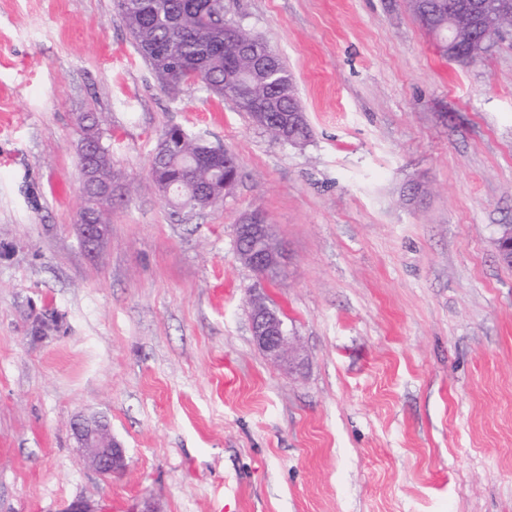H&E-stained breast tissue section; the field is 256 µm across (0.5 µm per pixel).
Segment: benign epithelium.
Masks as SVG:
<instances>
[{
    "mask_svg": "<svg viewBox=\"0 0 512 512\" xmlns=\"http://www.w3.org/2000/svg\"><path fill=\"white\" fill-rule=\"evenodd\" d=\"M441 49L450 57L459 56L465 45L453 32L440 33ZM100 142L81 140L78 156L83 158L82 193L87 206L78 228L80 242L88 250L98 248L106 239L107 228L92 220V212L105 202L112 201V184L98 179L92 166V156L99 152ZM235 180L223 177L214 181V188L205 192L209 203L224 196ZM237 253L241 262L263 278L280 277L287 264L283 245L275 238L272 225L263 223L256 216H247L235 228ZM498 258L503 264H512V232L507 230L497 239ZM251 331L258 347L266 357L277 365L292 366L297 358V349L280 312L261 299L251 303ZM73 431L80 447L84 448L92 467L99 473L110 476L123 471L126 456L120 443L112 437L109 422L101 416H80L73 423Z\"/></svg>",
    "mask_w": 512,
    "mask_h": 512,
    "instance_id": "1",
    "label": "benign epithelium"
}]
</instances>
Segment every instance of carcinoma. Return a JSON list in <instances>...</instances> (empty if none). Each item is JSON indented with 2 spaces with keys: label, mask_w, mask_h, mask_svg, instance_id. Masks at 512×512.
<instances>
[{
  "label": "carcinoma",
  "mask_w": 512,
  "mask_h": 512,
  "mask_svg": "<svg viewBox=\"0 0 512 512\" xmlns=\"http://www.w3.org/2000/svg\"><path fill=\"white\" fill-rule=\"evenodd\" d=\"M478 2L484 5L482 43L470 46L469 54L458 58L461 63L481 60L512 30V16L499 13L500 0ZM118 7L139 52L163 85L178 88L177 73L187 65L202 75L207 89L251 118L259 98L272 99L273 115L288 111V103L297 99L293 75L277 56L271 58L273 77L258 69V61L246 47L264 43L250 31L237 27L236 39L227 43L213 37L214 24L224 15V0H118ZM206 149L204 141L183 134L172 143L170 155L162 158L157 153L152 159L151 180L157 186L171 184L175 207L192 209L200 204L201 187L217 176L212 168L195 163ZM95 164L101 181L112 180L108 149L100 148Z\"/></svg>",
  "instance_id": "1"
}]
</instances>
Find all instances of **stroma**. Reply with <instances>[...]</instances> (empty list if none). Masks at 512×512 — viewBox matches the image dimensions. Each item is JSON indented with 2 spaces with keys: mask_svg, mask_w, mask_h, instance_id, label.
<instances>
[{
  "mask_svg": "<svg viewBox=\"0 0 512 512\" xmlns=\"http://www.w3.org/2000/svg\"><path fill=\"white\" fill-rule=\"evenodd\" d=\"M224 20L293 73L307 142L163 88L117 0H0V512H512V34L465 66L408 0H224ZM81 113L112 162L93 253ZM173 126L239 163L179 216L149 174ZM248 214L286 248L274 284L238 258ZM257 287L295 370L254 341ZM92 414L122 473L78 448ZM80 448H84L92 467L105 476L123 471L126 456L120 443L112 437L109 422L101 416H80L73 423Z\"/></svg>",
  "mask_w": 512,
  "mask_h": 512,
  "instance_id": "obj_1",
  "label": "stroma"
}]
</instances>
